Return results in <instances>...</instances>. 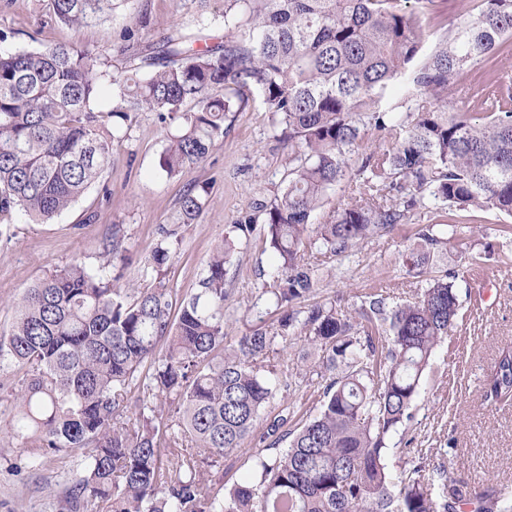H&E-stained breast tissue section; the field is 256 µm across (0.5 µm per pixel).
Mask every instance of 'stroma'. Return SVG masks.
<instances>
[{"label":"stroma","mask_w":512,"mask_h":512,"mask_svg":"<svg viewBox=\"0 0 512 512\" xmlns=\"http://www.w3.org/2000/svg\"><path fill=\"white\" fill-rule=\"evenodd\" d=\"M135 5L145 25L130 36L131 22L121 11L102 25L78 28L54 20L51 0H0V31L7 33L5 46L11 50L75 43L109 66L115 65L113 49L121 44L134 50L167 37L192 38L203 28L224 33L223 0H211L203 12L195 0H135ZM168 135L155 113H138L114 143L101 182L69 209L45 224L16 211L0 216L5 232L0 238V331L9 328L13 302L27 287L74 260L94 262L102 240L116 227L128 255L116 271L130 287H143L145 261L160 239V227L174 221L181 195L195 185L206 189L203 212L197 223L180 227L181 241L172 249L166 276L176 294L185 293L195 286L229 225L242 220L251 203L273 201L283 187L292 151L258 93H250L239 111L229 113L224 135L208 158L180 178L167 176L158 164ZM379 142L372 127L362 130L344 179L328 191L314 223L328 221L346 202L363 178V158ZM425 224L469 239L463 254L449 244L447 260L438 265L457 275L463 322L436 348L414 418L394 434L387 463L399 468L410 447L425 448V476L433 491L441 489V466L467 490L479 484L512 489V406H488L481 400V384L499 348L512 343V217L481 224L470 213L449 217L441 202L428 201L412 223L353 247L319 283L318 296L339 299L345 307L373 291L384 292L394 304L412 300L418 283L403 267L401 253ZM232 263L224 311V334L230 341L269 322L252 304L270 280L272 256L264 241L253 238L240 245ZM18 379L16 371L0 370V512H65L61 491L72 469L70 459L56 458L48 468L29 467L10 433ZM283 403V395H276L261 410L254 434L225 459V486L248 477L254 455L263 449L259 434Z\"/></svg>","instance_id":"35a3bbf8"}]
</instances>
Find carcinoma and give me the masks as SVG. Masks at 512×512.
I'll list each match as a JSON object with an SVG mask.
<instances>
[{"mask_svg":"<svg viewBox=\"0 0 512 512\" xmlns=\"http://www.w3.org/2000/svg\"><path fill=\"white\" fill-rule=\"evenodd\" d=\"M133 0H52L55 18L97 25ZM404 0H224V37L202 49L163 39L140 53L118 46L109 72L76 45L0 48V213L45 223L68 209L108 167L112 143L132 112L177 124L159 158L168 176L201 164L224 136V120L256 90L288 129L294 149L281 195L257 217L232 224L195 288L173 299L166 281L179 225L203 211L196 189L181 198L175 224L161 227L146 265L145 288L112 277L125 247L118 232L97 261L54 269L15 302L0 334V368L22 374L11 430L28 464L60 455L77 460L64 486L67 512H512V494L493 487L462 501L441 473L443 502L425 478V454L392 471L391 436L406 428L420 381L437 346L459 327L456 274L425 279L413 301L392 305L366 293L348 308L307 303L320 273L360 242L409 224L428 199L512 216V90L499 59L512 56V0H482L421 57L422 19ZM486 69L458 97L470 65ZM150 68L147 77L142 69ZM432 98L399 119L379 106L394 80ZM119 89L109 112L97 110L104 82ZM371 126L378 149L361 165L362 183L336 216L312 224L328 190L343 180L347 154ZM263 235L272 285L255 296L267 326L228 344L225 288L237 242ZM448 252V235L420 227L404 256L417 277ZM324 351L318 365L283 371L270 355L297 339ZM322 389L320 412L288 429L297 402L282 409L259 441L284 452L258 455L250 476L224 491L203 466L224 458L253 433L260 411L292 386ZM176 402L171 426L153 405ZM482 401L512 404V344L498 350Z\"/></svg>","mask_w":512,"mask_h":512,"instance_id":"1","label":"carcinoma"}]
</instances>
